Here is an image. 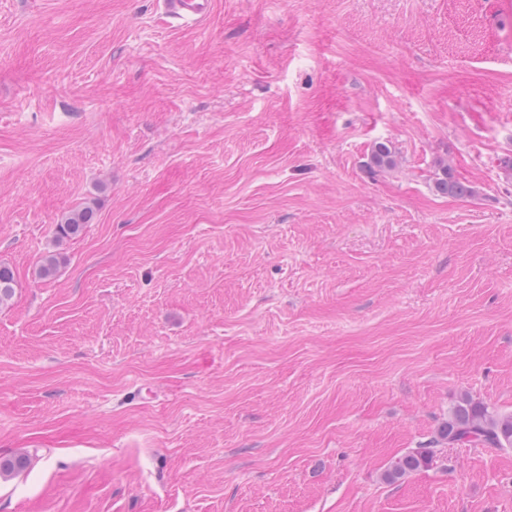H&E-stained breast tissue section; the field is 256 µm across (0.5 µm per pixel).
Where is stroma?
Returning a JSON list of instances; mask_svg holds the SVG:
<instances>
[{
	"mask_svg": "<svg viewBox=\"0 0 512 512\" xmlns=\"http://www.w3.org/2000/svg\"><path fill=\"white\" fill-rule=\"evenodd\" d=\"M0 263V512H512L383 478L512 412V0H0ZM163 13L167 18L183 23H195L205 19L211 11V0H161ZM397 162L392 147L384 142H379L372 148L368 165L370 168L388 170L395 168ZM438 177L433 182L434 189L443 195H453L457 197H469L474 194L470 185L458 181L452 172L450 166H443ZM94 208L83 206L65 213L56 225V233L61 238H73L79 236L86 224H93ZM443 444L481 445L488 448H512V413L476 401L467 394L460 397L446 420L431 438L428 447L414 448L397 457L383 478L396 483L430 464L436 449Z\"/></svg>",
	"mask_w": 512,
	"mask_h": 512,
	"instance_id": "stroma-1",
	"label": "stroma"
}]
</instances>
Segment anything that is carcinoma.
<instances>
[{
	"mask_svg": "<svg viewBox=\"0 0 512 512\" xmlns=\"http://www.w3.org/2000/svg\"><path fill=\"white\" fill-rule=\"evenodd\" d=\"M369 167L379 170L396 166L395 152L384 142L372 148ZM434 189L443 195L469 197L474 194L471 186L458 181L448 166L441 168L433 182ZM94 208L83 206L65 213L56 225L61 238H73L82 233L85 226L93 223ZM15 273L7 265H0V303L12 298L15 288ZM448 444L481 445L488 448H512V413H503L465 394L452 408L446 420L435 432L427 448H414L397 457L385 470L383 478L396 483L413 472L430 464L437 447Z\"/></svg>",
	"mask_w": 512,
	"mask_h": 512,
	"instance_id": "carcinoma-1",
	"label": "carcinoma"
}]
</instances>
